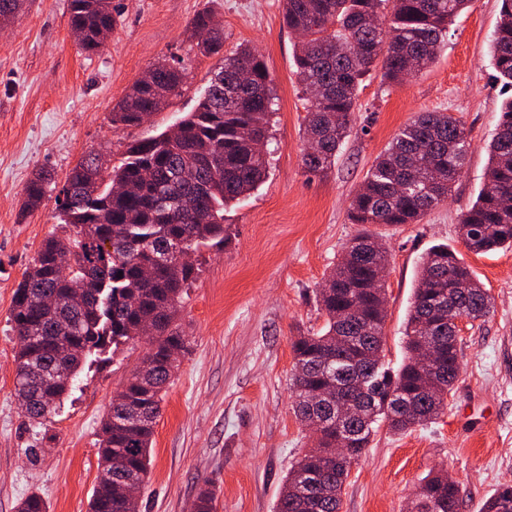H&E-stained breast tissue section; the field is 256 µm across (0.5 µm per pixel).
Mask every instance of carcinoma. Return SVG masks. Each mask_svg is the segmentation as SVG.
Instances as JSON below:
<instances>
[{
  "instance_id": "carcinoma-1",
  "label": "carcinoma",
  "mask_w": 512,
  "mask_h": 512,
  "mask_svg": "<svg viewBox=\"0 0 512 512\" xmlns=\"http://www.w3.org/2000/svg\"><path fill=\"white\" fill-rule=\"evenodd\" d=\"M471 0H283L288 28L301 35L294 55L298 81L310 91L305 139L319 138L316 155L302 154L307 172L324 174L347 138L357 91L370 69L401 83L438 58L448 25ZM70 26L88 54L104 48L114 25L112 0H70ZM224 48V30L210 29L196 54ZM491 53L497 79L510 92L488 146L486 182L460 213L458 237L474 254L512 249V0H501ZM251 78H238L239 63ZM191 59L151 66L112 109V127L139 126L181 93ZM274 89L260 53L239 47L213 72L196 109L160 134L127 144L121 164L88 153L67 173L57 196L68 232L41 245L15 290L10 321L21 375L15 393L25 417L40 424L71 390L84 362L121 346L147 344L135 369L118 385L101 425L100 478L90 512H139L126 494L143 483L161 404L189 339L176 324L195 264L175 258V243L195 254L230 238L224 207L245 200L266 179ZM470 150L462 123L447 112H420L380 153L351 205L354 224H415L447 201ZM54 176L41 170L24 187L25 206L38 207ZM156 265L147 280L142 263ZM388 252L363 231L344 247L317 295L324 326L291 342L294 413L321 426L315 443L283 481L275 512H339L350 470L368 448L375 425L397 434L438 419L462 371L461 339L453 320L487 318L491 298L462 254L437 244L423 255L405 327L407 357L393 370L381 360ZM122 277H117V274ZM83 289L81 307L70 296ZM153 327L150 336L144 326ZM437 349L439 376L421 365ZM353 403L336 423V396ZM458 483L448 471L416 486L411 512H460ZM18 512H49L33 494ZM189 512H216L209 482ZM481 512H512V486L497 490Z\"/></svg>"
}]
</instances>
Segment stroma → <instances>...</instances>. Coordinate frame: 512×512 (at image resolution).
I'll return each instance as SVG.
<instances>
[{
  "label": "stroma",
  "instance_id": "obj_1",
  "mask_svg": "<svg viewBox=\"0 0 512 512\" xmlns=\"http://www.w3.org/2000/svg\"><path fill=\"white\" fill-rule=\"evenodd\" d=\"M114 26L99 53H81L69 27L70 0H26L0 27V512L41 495L50 512H88L98 483V431L119 382L143 354L123 346L109 363L86 362L69 396L44 424H31L15 397L14 290L42 241L63 234L57 192L23 213L24 186L50 170L56 182L87 153L117 164L127 143L164 131L203 96L220 59L196 57L191 22L213 12L224 52L261 53L278 109L265 182L227 206L230 239L202 250L184 297L181 323L191 346L180 358L157 421L140 512H188L203 482L217 489V512H275L282 481L313 444L292 410L295 336L321 328L316 290L362 227L348 219L374 159L418 112L454 113L471 151L447 203L415 224L377 225L390 253L383 355L405 360L404 330L417 266L433 245L460 248L458 217L485 182L488 146L504 98L489 40L499 0H472L448 28L434 64L394 85L373 67L359 86L351 131L327 174L306 173V102L296 77L297 35L282 0H112ZM193 56L179 96L148 122L113 130L111 112L158 60ZM464 260L493 299L489 318L462 335L463 369L444 413L398 435L379 427L342 494L340 512H405L421 478L447 468L461 489V512H480L512 486V250Z\"/></svg>",
  "mask_w": 512,
  "mask_h": 512
}]
</instances>
